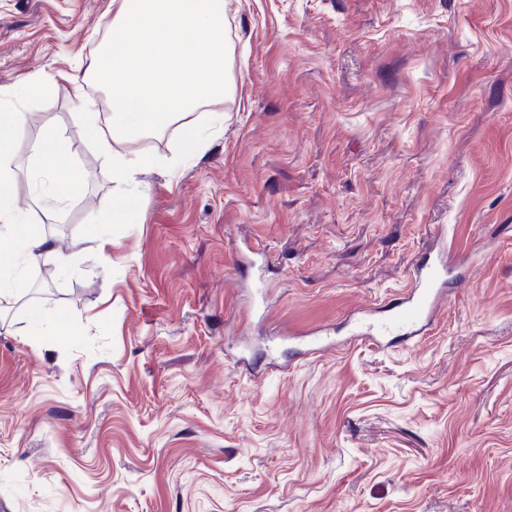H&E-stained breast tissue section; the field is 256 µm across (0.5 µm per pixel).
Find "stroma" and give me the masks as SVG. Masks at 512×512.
<instances>
[{"label": "stroma", "instance_id": "1", "mask_svg": "<svg viewBox=\"0 0 512 512\" xmlns=\"http://www.w3.org/2000/svg\"><path fill=\"white\" fill-rule=\"evenodd\" d=\"M111 18L0 0L15 160L52 129L85 174L50 215L14 189L76 265L0 315V512H512V0H229V92L184 121L224 126L132 224L69 82ZM438 224L476 266L430 332L355 339Z\"/></svg>", "mask_w": 512, "mask_h": 512}]
</instances>
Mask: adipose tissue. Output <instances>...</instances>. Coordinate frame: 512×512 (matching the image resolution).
<instances>
[{"label":"adipose tissue","mask_w":512,"mask_h":512,"mask_svg":"<svg viewBox=\"0 0 512 512\" xmlns=\"http://www.w3.org/2000/svg\"><path fill=\"white\" fill-rule=\"evenodd\" d=\"M115 9L94 64L71 81L84 105L82 120L93 131L101 155L112 163L113 180L136 197V175L145 168L170 167V159L135 151L147 134L227 94L228 0H113ZM109 88L111 119L102 122L93 96ZM24 114L0 94V313L12 310L25 286L27 265L41 262L69 271L71 253L45 234L21 225L13 208L18 179L14 139ZM33 180L53 183L56 205L67 204L84 180L69 162L68 145L47 132L27 169Z\"/></svg>","instance_id":"adipose-tissue-1"}]
</instances>
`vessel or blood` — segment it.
<instances>
[{"label":"vessel or blood","mask_w":512,"mask_h":512,"mask_svg":"<svg viewBox=\"0 0 512 512\" xmlns=\"http://www.w3.org/2000/svg\"><path fill=\"white\" fill-rule=\"evenodd\" d=\"M434 250L435 258L413 270L407 288L396 298L392 307L387 308L385 317L364 322L362 336L377 342L403 329L415 327L419 332H427L435 317L441 286L448 278L447 225H436Z\"/></svg>","instance_id":"vessel-or-blood-1"}]
</instances>
